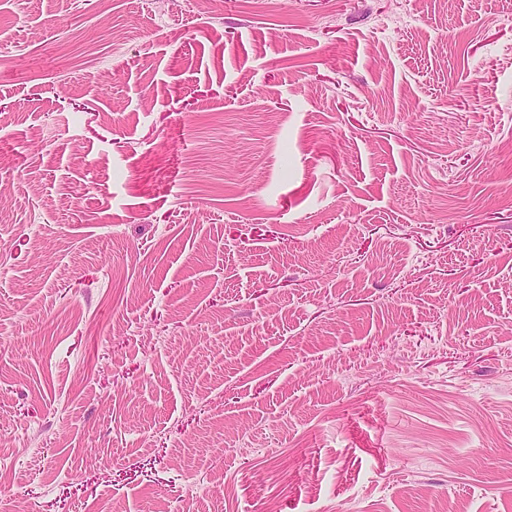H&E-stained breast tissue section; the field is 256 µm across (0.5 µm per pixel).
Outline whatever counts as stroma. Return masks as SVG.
Returning a JSON list of instances; mask_svg holds the SVG:
<instances>
[{"label": "stroma", "mask_w": 512, "mask_h": 512, "mask_svg": "<svg viewBox=\"0 0 512 512\" xmlns=\"http://www.w3.org/2000/svg\"><path fill=\"white\" fill-rule=\"evenodd\" d=\"M0 502L512 512V0H0Z\"/></svg>", "instance_id": "obj_1"}]
</instances>
